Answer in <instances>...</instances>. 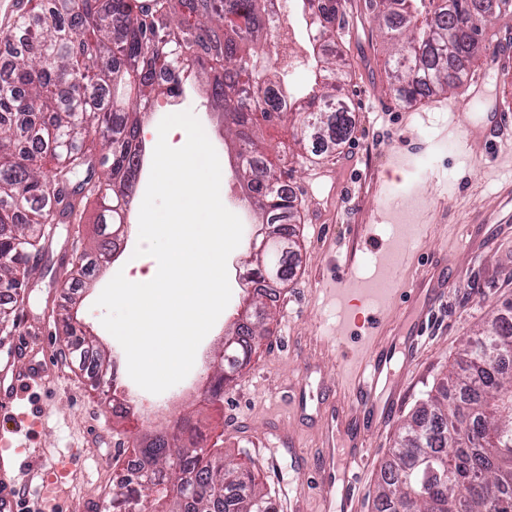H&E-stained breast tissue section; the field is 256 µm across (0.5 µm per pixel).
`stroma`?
<instances>
[{
  "mask_svg": "<svg viewBox=\"0 0 512 512\" xmlns=\"http://www.w3.org/2000/svg\"><path fill=\"white\" fill-rule=\"evenodd\" d=\"M364 3L348 0L357 35L334 45L344 61L339 94L352 108L348 141L335 153L306 160L292 121L259 126L270 154L286 146L294 153L287 181L302 216L296 226L302 262L277 291L270 333L226 387L220 405L206 400V365L195 362L190 372L195 392L186 395L173 386L180 405L161 422L170 429L190 418L208 431L225 460L253 467L274 501L295 500L303 512H341V498L325 504L315 493L311 462L327 437L344 448L359 435L369 461L356 475V512H377V478L402 423L446 377L463 340L512 300V223H503L498 196L501 184L512 181V141L502 145L496 163L485 164L483 145L464 154L447 135L452 124L475 113L458 94L410 104L399 100L386 71L388 45ZM185 88V109L212 130L224 180H236L234 145L205 79H191ZM396 151L410 153L412 172L392 173L383 189H376L374 174ZM95 214L91 208L80 223L49 225V248L35 260L23 302L0 327V376L9 375L12 347L28 332L53 373L48 386L32 390L16 406L0 407V428L22 429L26 439L16 472L22 495L7 512H35L49 481L55 484V512H105L135 438L130 420L113 413L86 368L61 351L68 341L61 322L67 307L77 309L99 348L110 355L120 349L102 326L103 311L95 301L113 270L125 267L126 253L96 268L85 287L69 286L79 255L96 247ZM403 248L416 255L415 264L401 273L404 286L416 284L438 257L447 258L448 275L455 280L445 292H421V299L435 301L434 322L412 354L407 351L411 331L402 321L406 297H387L382 285ZM231 290L228 306L198 347L211 358L232 332L244 302L242 284L232 283ZM331 338L337 347L330 355L323 343ZM372 339L393 343V377L383 386L377 423L355 427L345 421V406L327 392L347 357L360 354Z\"/></svg>",
  "mask_w": 512,
  "mask_h": 512,
  "instance_id": "obj_1",
  "label": "stroma"
}]
</instances>
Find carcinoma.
I'll return each mask as SVG.
<instances>
[{
	"label": "carcinoma",
	"mask_w": 512,
	"mask_h": 512,
	"mask_svg": "<svg viewBox=\"0 0 512 512\" xmlns=\"http://www.w3.org/2000/svg\"><path fill=\"white\" fill-rule=\"evenodd\" d=\"M37 0L17 29L28 34L0 77V289L16 302L28 280L27 260L43 249L46 225L81 221L96 205L99 261L117 250L113 233L127 221L140 155L142 110L159 93L183 92L188 72L207 74L214 105L236 143L237 173L254 200L260 223L278 228L262 267L250 278L280 285L300 262L294 233L296 198L269 154L255 140L253 118L284 113L260 89L268 74L255 69L262 56L273 0ZM302 14L322 22L312 50L336 37L344 0H300ZM390 45L391 87L405 101L462 88L467 65L481 49L486 22L512 12V0H368ZM303 96L297 140L336 150L350 137L351 107L336 97L341 56L315 60ZM168 79L161 83L159 75ZM78 83L62 88V78ZM278 88L279 103L299 99ZM62 321L72 337V359L90 349L78 320ZM268 333L266 319L238 327L220 354L210 395L246 365L254 344ZM199 428L186 420L176 440L147 431L131 449L135 471L119 475L112 512H129L137 500L153 512H275L272 498L247 467L226 464L201 445ZM409 476L403 512H512V301L489 328L469 337L446 381L401 428L392 461L381 473L376 498L390 512Z\"/></svg>",
	"instance_id": "obj_1"
}]
</instances>
